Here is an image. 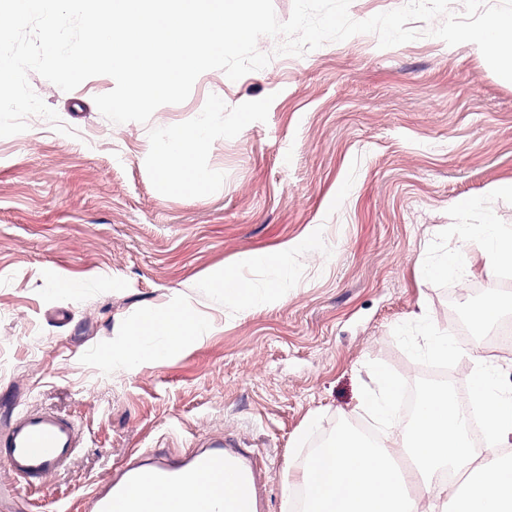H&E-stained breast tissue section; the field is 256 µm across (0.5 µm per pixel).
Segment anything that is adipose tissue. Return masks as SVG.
Masks as SVG:
<instances>
[{"instance_id": "ef3b65f1", "label": "adipose tissue", "mask_w": 512, "mask_h": 512, "mask_svg": "<svg viewBox=\"0 0 512 512\" xmlns=\"http://www.w3.org/2000/svg\"><path fill=\"white\" fill-rule=\"evenodd\" d=\"M222 101L211 102L190 125L166 131L155 144V173L161 183L192 194L201 192L208 176L194 163L223 122ZM480 241L486 267H512V233L493 221L469 226ZM304 242L285 243L268 254L242 253L235 266L206 273L203 288L221 291L224 301L241 311L282 297L284 270L290 253ZM265 267L264 287L245 283L246 266ZM427 332L424 353L433 359L451 356L474 363L468 409L445 386L426 390L419 410L403 430L384 442L365 446L348 429H337L303 467L298 483L304 491L301 512H512V388H503L498 369L479 346L461 348L448 336ZM213 323L189 303L174 301L165 311L139 315L124 336L113 366L129 371L158 364L163 350L147 348V336L166 337L168 344L210 335ZM372 388L359 397L360 410L382 424H392L396 385L382 372L371 374ZM481 418L490 442L475 450L466 417Z\"/></svg>"}]
</instances>
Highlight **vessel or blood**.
<instances>
[{
	"label": "vessel or blood",
	"instance_id": "1",
	"mask_svg": "<svg viewBox=\"0 0 512 512\" xmlns=\"http://www.w3.org/2000/svg\"><path fill=\"white\" fill-rule=\"evenodd\" d=\"M80 442L74 423L49 409H30L0 419V463L27 484H39L72 460ZM237 486L223 507L210 504L200 490L212 478ZM179 491L178 512H262L254 463L239 461L223 442L183 455H159L148 465L128 464L86 495L84 512H166L162 500L129 495L131 485Z\"/></svg>",
	"mask_w": 512,
	"mask_h": 512
}]
</instances>
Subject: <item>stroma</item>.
<instances>
[{
	"instance_id": "obj_1",
	"label": "stroma",
	"mask_w": 512,
	"mask_h": 512,
	"mask_svg": "<svg viewBox=\"0 0 512 512\" xmlns=\"http://www.w3.org/2000/svg\"><path fill=\"white\" fill-rule=\"evenodd\" d=\"M413 27L398 46L357 34L302 56L260 38L265 68L204 72L145 124L99 112L111 77L65 92L29 73L74 134L33 122L0 138V416L54 410L76 420L81 447L39 489L19 485L22 512H82L138 452L204 437L260 459L266 512H285L315 448L362 424L370 370L401 384L425 366L417 313L446 332L449 289L499 288L460 227L490 217L512 230V194L498 191L512 183V82L476 46ZM216 99L224 125L195 156L210 181L179 193L153 175L155 140ZM309 233L313 249L288 256L285 298L233 314L195 286ZM455 251L460 271L420 277ZM50 270L75 289L52 290ZM177 299L214 332L137 371L108 366L136 314Z\"/></svg>"
}]
</instances>
